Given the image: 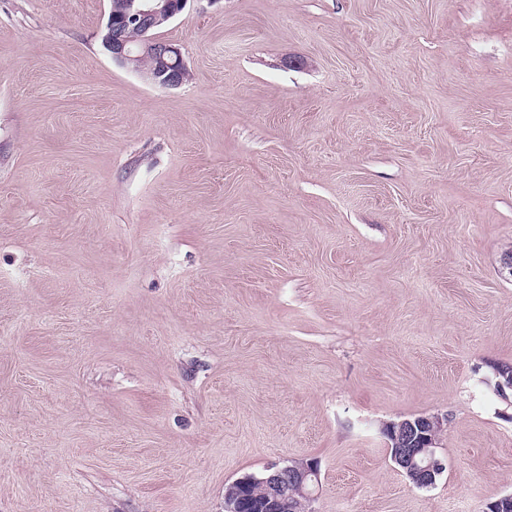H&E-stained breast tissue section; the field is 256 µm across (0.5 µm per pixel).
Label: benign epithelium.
Masks as SVG:
<instances>
[{
    "label": "benign epithelium",
    "instance_id": "benign-epithelium-1",
    "mask_svg": "<svg viewBox=\"0 0 512 512\" xmlns=\"http://www.w3.org/2000/svg\"><path fill=\"white\" fill-rule=\"evenodd\" d=\"M187 2L122 0L108 15L103 47L112 60L159 87L181 85L188 69L179 49L156 39L150 31L169 22ZM447 424L448 418L433 414L391 422L383 428L396 468L419 488L433 486L444 470L437 449L439 435ZM318 485V466L312 462L272 465L258 476L245 475L228 484L224 489V512H248V502L254 512H311ZM256 486L261 488L258 496L251 494Z\"/></svg>",
    "mask_w": 512,
    "mask_h": 512
}]
</instances>
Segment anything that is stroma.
Masks as SVG:
<instances>
[{
  "mask_svg": "<svg viewBox=\"0 0 512 512\" xmlns=\"http://www.w3.org/2000/svg\"><path fill=\"white\" fill-rule=\"evenodd\" d=\"M110 0H0V512L512 493V0H188L162 88ZM447 416L419 488L383 422ZM318 485V466L312 462L272 465L260 476L245 475L228 484L224 489V512H311ZM255 486L261 488V493L258 489L254 492L259 496L251 494ZM248 498L252 508L246 506ZM301 505L305 506L303 510L299 509Z\"/></svg>",
  "mask_w": 512,
  "mask_h": 512,
  "instance_id": "obj_1",
  "label": "stroma"
}]
</instances>
